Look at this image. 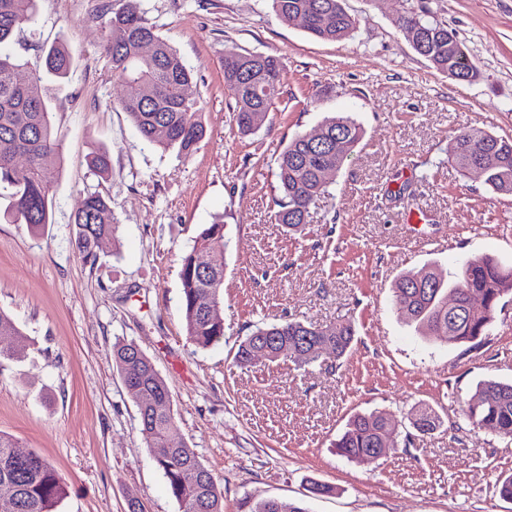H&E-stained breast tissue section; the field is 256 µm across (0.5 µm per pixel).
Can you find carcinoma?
Wrapping results in <instances>:
<instances>
[{
    "mask_svg": "<svg viewBox=\"0 0 512 512\" xmlns=\"http://www.w3.org/2000/svg\"><path fill=\"white\" fill-rule=\"evenodd\" d=\"M38 0H0V45L11 40L31 23ZM275 15L289 23L302 12L323 11L329 25L315 22L306 31L322 41L336 42L348 37L357 21L346 10L344 0H271ZM97 17L104 25L123 33V38L107 40L102 48L113 75L125 93L119 106L140 136L147 142L174 149L189 157L205 138L207 130L195 101H185L184 87L192 83V73L178 51L150 25L140 11L138 0L112 11L110 0H100ZM401 31L406 39L416 36L413 49L434 69L452 78L472 83L480 78L455 31L435 19L426 0L418 9H405ZM153 44L144 56L141 44ZM73 57L68 46L57 41L42 49L41 65L31 70L26 83L16 74L21 60L0 53V190H8L7 215L36 232L50 223L52 189L56 171L52 159L60 155L62 143L55 133L47 107L46 81L65 80ZM224 90L233 103L239 132L257 129L252 122L256 111L266 113L281 93L280 58L262 53L230 49L224 53ZM321 137L313 141L297 133L276 157L280 195L275 220L287 232L298 233L309 223L311 209L328 193L325 172L336 174L360 142L361 125L349 115L324 118ZM25 159L24 169L15 160ZM450 160L460 171H483L484 183L498 194H512V139L480 129L457 134L449 147ZM89 167L100 178L112 174L110 155L92 153ZM71 244L83 260L95 264L105 242L116 240L119 225L112 218L106 197L87 194L72 218ZM226 247L224 223L204 226L181 259V309L186 336L198 349H208L224 341V319L210 312V304L224 301V265L217 259ZM394 304L407 310L408 322L422 337L440 336L450 345L480 344L491 335L502 299L512 296V266L485 254L467 260L449 280L431 267L400 276L394 283ZM456 306L448 309V297ZM485 305L473 312L470 299ZM0 331L17 337L16 345L0 350V358H18L30 347L11 316L0 310ZM355 330L352 322L332 323L316 329L312 322L298 320L260 322L239 342L233 365L244 369L252 364L251 350L261 338L269 341L272 353L281 348L311 342L328 347L336 361L351 349ZM113 359L140 418V433L151 452L157 470L166 481L179 512H224V494L211 471L176 432V417L170 391L152 360L132 342L113 346ZM159 402L144 407L139 393ZM469 422L512 441V382L487 380L477 385L464 409ZM395 421L383 411L354 414L336 441L337 453L351 462L368 456L380 458L397 448L392 439ZM16 442L0 433V512H56L67 497L69 486L59 472L34 452L16 456ZM252 512H307L301 501L264 499Z\"/></svg>",
    "mask_w": 512,
    "mask_h": 512,
    "instance_id": "cac0c4a2",
    "label": "carcinoma"
}]
</instances>
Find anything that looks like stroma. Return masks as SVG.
Instances as JSON below:
<instances>
[{
	"label": "stroma",
	"mask_w": 512,
	"mask_h": 512,
	"mask_svg": "<svg viewBox=\"0 0 512 512\" xmlns=\"http://www.w3.org/2000/svg\"><path fill=\"white\" fill-rule=\"evenodd\" d=\"M97 0H40L5 51L36 62L68 45L74 64L53 87L50 117L63 145L49 224L30 232L4 217L0 195V309L31 343L0 360V433L44 457L67 480L58 512H178L139 431L113 362L135 343L166 380L177 433L224 491V512L262 499L304 500L309 512H512L498 479L512 444L462 412L477 384L512 381V297L478 347L422 338L392 301L395 280L424 266L448 276L489 254L512 265V195L448 160L455 134L512 137V0H431L481 77L436 71L399 29L419 0H345L355 32L321 41L282 22L269 0H141L150 24L191 70L206 137L188 158L142 139L117 102L123 87L102 44ZM275 55L283 93L265 122L240 134L224 93V51ZM348 113L364 134L297 235L274 221L275 157L296 133ZM97 149L112 176L87 162ZM108 198L119 226L96 264L72 249L71 219L87 192ZM223 220L224 341L202 350L185 333L181 258L199 229ZM329 324L357 336L335 372L322 362L232 365L259 319ZM426 405L441 424L408 447L365 462L334 448L349 417L383 410L403 433ZM313 481L333 496L309 498Z\"/></svg>",
	"instance_id": "stroma-1"
}]
</instances>
